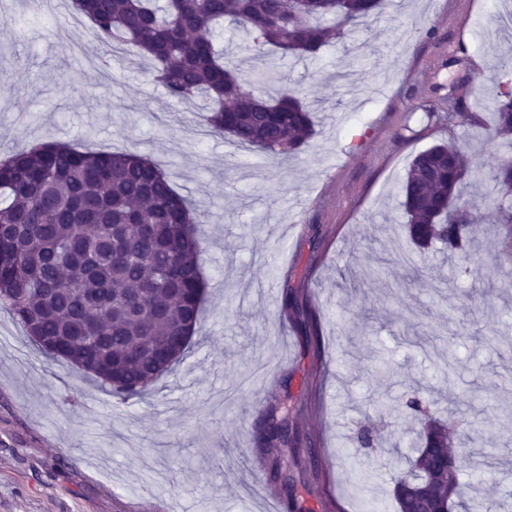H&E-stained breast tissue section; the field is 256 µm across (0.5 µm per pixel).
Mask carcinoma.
I'll list each match as a JSON object with an SVG mask.
<instances>
[{"instance_id":"1","label":"carcinoma","mask_w":512,"mask_h":512,"mask_svg":"<svg viewBox=\"0 0 512 512\" xmlns=\"http://www.w3.org/2000/svg\"><path fill=\"white\" fill-rule=\"evenodd\" d=\"M385 0H73L105 46H120L150 63V73L180 102L205 99L203 124L229 143L276 159L296 156L316 135L315 113L285 86L271 64L246 71L250 55L270 46L296 63H315L332 38L380 15ZM331 17L330 29L321 19ZM237 35L240 63L216 47V28ZM436 123L466 124L469 112ZM494 141L508 142L495 180L498 223L512 234V88L494 101ZM470 176L461 149L440 140L413 155L396 187L403 228L424 251L439 243L466 260L473 212L463 199ZM200 216L178 194L166 172L131 149L82 151L51 142L0 159V310L61 347L58 359L95 369L94 377L126 400L147 391L163 372L154 350L178 344L196 330L206 285L199 256ZM428 273L415 259L408 279L426 286ZM281 308L311 321L293 292ZM438 403L416 389L396 410L419 424L414 460L393 478L397 512H470L462 498L460 454L454 421L435 417ZM295 405L270 409L258 442L282 497L285 512H306L308 482L297 478L300 459L292 439Z\"/></svg>"}]
</instances>
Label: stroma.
Instances as JSON below:
<instances>
[{
  "label": "stroma",
  "instance_id": "35a3bbf8",
  "mask_svg": "<svg viewBox=\"0 0 512 512\" xmlns=\"http://www.w3.org/2000/svg\"><path fill=\"white\" fill-rule=\"evenodd\" d=\"M0 158L44 142L130 148L153 159L205 213L207 294L198 332L148 395L114 409L107 387L47 358L0 311V512H267L255 428L290 393L312 451L309 512H395L391 478L416 451L417 423L393 405L415 388L448 396L465 494L512 512V259L498 222L493 98L512 85V25L494 0H390L379 18L288 67L317 114L299 158L271 159L200 135L198 103L170 100L149 65L85 40L71 10L0 0ZM454 86L467 126H438ZM464 150L474 201L472 278L426 253L433 288L404 287L414 249L394 194L413 154ZM378 262L376 280L358 266ZM293 288L313 315L281 310ZM397 454L350 455L361 433Z\"/></svg>",
  "mask_w": 512,
  "mask_h": 512
}]
</instances>
